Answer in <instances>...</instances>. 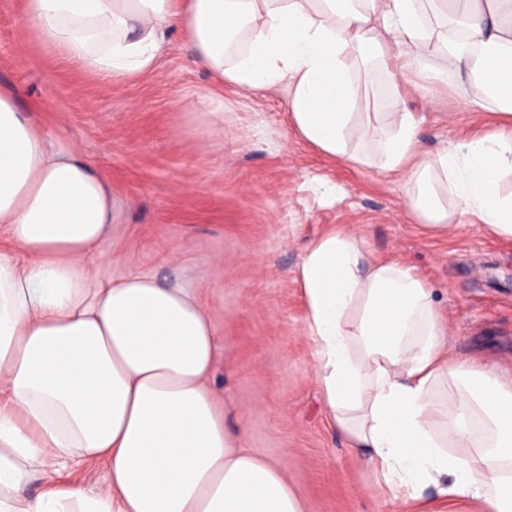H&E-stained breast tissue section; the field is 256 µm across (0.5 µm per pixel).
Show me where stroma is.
Returning <instances> with one entry per match:
<instances>
[{
  "instance_id": "35a3bbf8",
  "label": "stroma",
  "mask_w": 512,
  "mask_h": 512,
  "mask_svg": "<svg viewBox=\"0 0 512 512\" xmlns=\"http://www.w3.org/2000/svg\"><path fill=\"white\" fill-rule=\"evenodd\" d=\"M24 9L25 0H0V91L52 151L79 152L109 186L111 254L92 274L117 281L137 270L195 291L221 338L211 385L226 426L281 467L304 512H394L382 478L327 419L298 267L330 226L348 228L368 255L423 278L451 353L512 369V239L465 222L425 226L366 125L374 112L414 113L419 150L434 154L500 116L470 111L455 76L409 69L393 82L358 63L349 149L372 162L354 164L303 140L281 92L216 87L178 32L152 73L111 83L45 45Z\"/></svg>"
}]
</instances>
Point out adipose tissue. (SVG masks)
<instances>
[{"label": "adipose tissue", "instance_id": "ef3b65f1", "mask_svg": "<svg viewBox=\"0 0 512 512\" xmlns=\"http://www.w3.org/2000/svg\"><path fill=\"white\" fill-rule=\"evenodd\" d=\"M438 2L25 0L24 20L113 82L152 71L179 30L217 82L284 92L303 139L356 163L349 58H375L392 78L412 63L429 78L438 55L467 105L507 126L424 156L413 113L378 112L381 166L431 226L462 215L512 237V195L499 191L512 170V0H451L435 27ZM399 42L408 59L392 56ZM0 233L18 251L0 254V512H302L280 468L225 425L206 307L147 273L92 276L112 241L110 189L84 157L50 152L1 93ZM298 277L328 419L404 512H424L430 487L477 512H512V371L450 354L430 288L401 261L370 258L348 230L309 246ZM445 380L456 414L440 426L432 392ZM102 460L98 490L54 486L69 462ZM35 481L44 491L30 493Z\"/></svg>", "mask_w": 512, "mask_h": 512}]
</instances>
